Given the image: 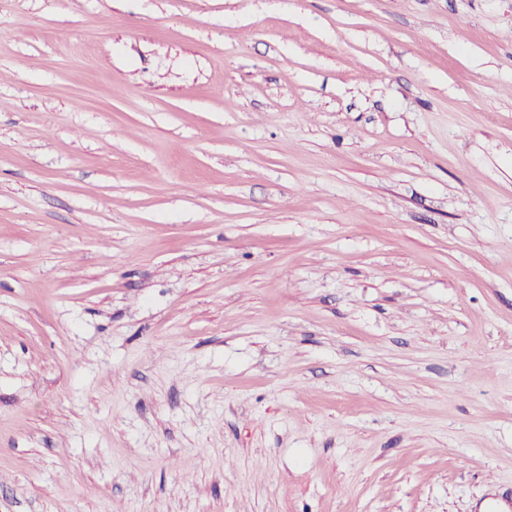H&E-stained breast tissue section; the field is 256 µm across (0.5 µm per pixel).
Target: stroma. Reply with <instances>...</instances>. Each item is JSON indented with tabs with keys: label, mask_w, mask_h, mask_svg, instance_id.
<instances>
[{
	"label": "stroma",
	"mask_w": 512,
	"mask_h": 512,
	"mask_svg": "<svg viewBox=\"0 0 512 512\" xmlns=\"http://www.w3.org/2000/svg\"><path fill=\"white\" fill-rule=\"evenodd\" d=\"M0 512H512V0H0Z\"/></svg>",
	"instance_id": "stroma-1"
}]
</instances>
